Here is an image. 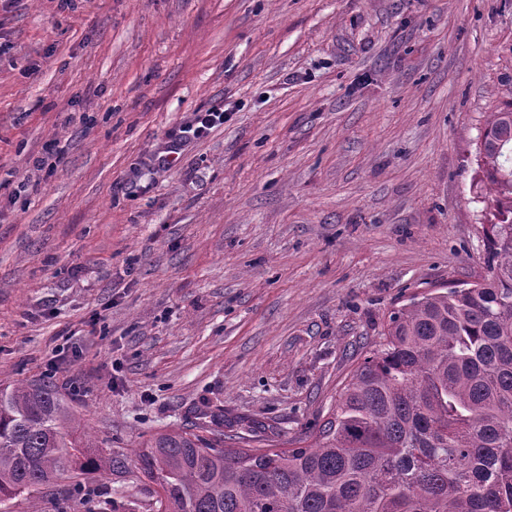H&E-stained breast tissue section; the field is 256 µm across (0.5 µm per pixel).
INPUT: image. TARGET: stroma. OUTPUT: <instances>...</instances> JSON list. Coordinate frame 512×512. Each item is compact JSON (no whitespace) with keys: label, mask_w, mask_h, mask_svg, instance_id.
Segmentation results:
<instances>
[{"label":"stroma","mask_w":512,"mask_h":512,"mask_svg":"<svg viewBox=\"0 0 512 512\" xmlns=\"http://www.w3.org/2000/svg\"><path fill=\"white\" fill-rule=\"evenodd\" d=\"M509 101L512 0H0V383L115 460L0 512H149L172 431L314 439L392 311L484 272ZM224 122V111L216 109L207 112H198L191 124L187 125L183 130L185 138H200L204 136L216 124Z\"/></svg>","instance_id":"1"}]
</instances>
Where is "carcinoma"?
I'll list each match as a JSON object with an SVG mask.
<instances>
[{
	"label": "carcinoma",
	"mask_w": 512,
	"mask_h": 512,
	"mask_svg": "<svg viewBox=\"0 0 512 512\" xmlns=\"http://www.w3.org/2000/svg\"><path fill=\"white\" fill-rule=\"evenodd\" d=\"M486 274L391 313L314 442L221 448L188 432L138 455L157 512H512V101L487 119ZM54 390L0 384V503L112 453L61 430Z\"/></svg>",
	"instance_id": "cac0c4a2"
}]
</instances>
